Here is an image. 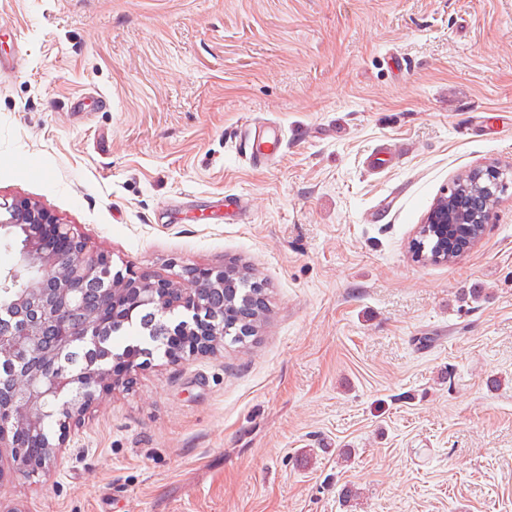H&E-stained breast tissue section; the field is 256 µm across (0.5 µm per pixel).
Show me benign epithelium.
Returning <instances> with one entry per match:
<instances>
[{
	"instance_id": "obj_1",
	"label": "benign epithelium",
	"mask_w": 512,
	"mask_h": 512,
	"mask_svg": "<svg viewBox=\"0 0 512 512\" xmlns=\"http://www.w3.org/2000/svg\"><path fill=\"white\" fill-rule=\"evenodd\" d=\"M476 219L438 197L420 229L448 238V224ZM0 229L16 232L23 248L4 276L16 287L9 309L0 313V356L15 363L10 381L0 387V454L8 448L13 470L45 477L66 448L71 423L80 419L98 391L124 384L140 370V354L112 352V327L123 318L120 304L149 306L160 315L183 310L181 325L171 334L166 357L205 355L224 341V330L192 316L203 289L224 287L231 269H185L188 280L112 271L109 255L88 247L70 225L26 200L0 202ZM90 283L99 303L112 307V320L82 307L76 284ZM58 329L55 343L43 344L48 327ZM41 437L44 454L29 457L17 434Z\"/></svg>"
}]
</instances>
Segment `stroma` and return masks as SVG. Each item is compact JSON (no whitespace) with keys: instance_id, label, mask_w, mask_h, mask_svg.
<instances>
[{"instance_id":"stroma-1","label":"stroma","mask_w":512,"mask_h":512,"mask_svg":"<svg viewBox=\"0 0 512 512\" xmlns=\"http://www.w3.org/2000/svg\"><path fill=\"white\" fill-rule=\"evenodd\" d=\"M259 122L286 148L255 165ZM488 165L512 173V0H0V198L117 270L234 265L268 306L148 357L0 512H512V188L455 262L410 248Z\"/></svg>"}]
</instances>
